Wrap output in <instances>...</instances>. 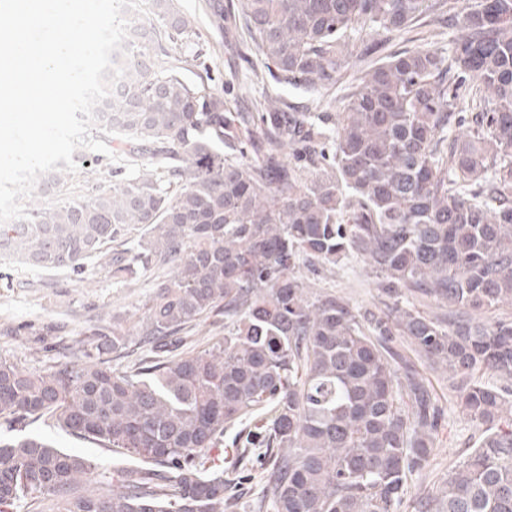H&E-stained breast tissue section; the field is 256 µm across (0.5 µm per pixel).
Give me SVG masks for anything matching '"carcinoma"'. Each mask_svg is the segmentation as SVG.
Wrapping results in <instances>:
<instances>
[{
  "label": "carcinoma",
  "instance_id": "obj_1",
  "mask_svg": "<svg viewBox=\"0 0 512 512\" xmlns=\"http://www.w3.org/2000/svg\"><path fill=\"white\" fill-rule=\"evenodd\" d=\"M449 0H211L217 27L245 26L251 75L321 98L349 76L343 112H297L265 94L244 112L180 73L167 44L196 35L177 0L131 21L126 70L93 133L156 171L108 189L40 177L29 219L0 225L17 262L125 281L163 270L133 326L112 316L67 345L69 360L0 357V426L40 422L92 441L101 467L26 434L0 442V512H228L234 489L212 451L254 421L238 460L266 471L257 512H400L407 479L436 448L444 409L395 348L448 373L479 444L417 512H512V0L460 12L452 54L426 43L348 73L344 33L401 35ZM465 105L470 115L460 111ZM53 197L51 207L39 204ZM131 234V247L112 248ZM360 257L395 300L367 318L308 296L302 264ZM410 294L448 307L430 318ZM224 313V338L179 357L168 340ZM156 354L112 369L131 337ZM477 371L493 381L472 379Z\"/></svg>",
  "mask_w": 512,
  "mask_h": 512
}]
</instances>
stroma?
I'll return each mask as SVG.
<instances>
[{
    "mask_svg": "<svg viewBox=\"0 0 512 512\" xmlns=\"http://www.w3.org/2000/svg\"><path fill=\"white\" fill-rule=\"evenodd\" d=\"M179 6L196 30L191 45L174 49L175 55L188 59L182 71L188 82L197 83L200 74H210L213 88L240 106L263 93L278 92L301 112L343 110L349 92L347 83H338L321 103L314 96L290 88L257 84L244 68V57L255 55L256 49L243 31L219 30L207 9V0H179ZM425 29L420 22L404 35L385 42L380 35L358 27L348 32L346 41L356 62L371 44H380L385 55L409 48ZM300 274L316 291L344 296L366 315L379 316L385 310L376 278L360 259H350L332 270L304 267ZM155 279L154 272L146 271L132 281L118 282L107 271L93 266L79 277L67 270H36L0 258V356L19 359L35 351L45 359H61L64 340L89 323L115 314L133 320L143 316ZM421 371L441 398L445 420L428 466L408 479L409 493L401 512H414L417 497L438 492L449 471L464 460L480 434L450 395L446 374L426 365Z\"/></svg>",
    "mask_w": 512,
    "mask_h": 512,
    "instance_id": "obj_1",
    "label": "stroma"
}]
</instances>
